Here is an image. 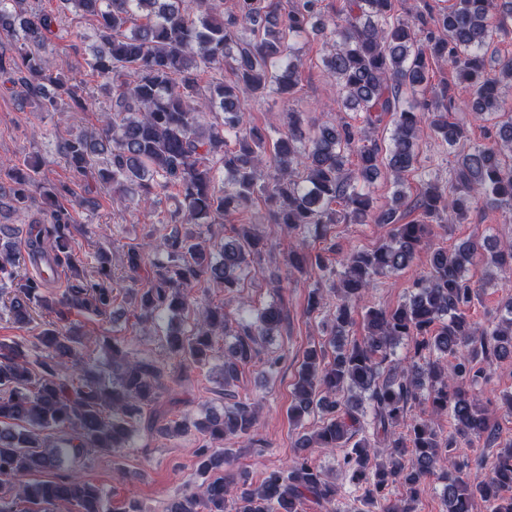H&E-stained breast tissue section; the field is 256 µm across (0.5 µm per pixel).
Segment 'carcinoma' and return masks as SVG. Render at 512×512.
Listing matches in <instances>:
<instances>
[{
    "instance_id": "carcinoma-1",
    "label": "carcinoma",
    "mask_w": 512,
    "mask_h": 512,
    "mask_svg": "<svg viewBox=\"0 0 512 512\" xmlns=\"http://www.w3.org/2000/svg\"><path fill=\"white\" fill-rule=\"evenodd\" d=\"M23 3L0 0V33L15 43L13 54L0 55V74L41 112L88 110L94 102L85 80L53 72L39 51L62 36L58 15ZM421 3L410 21L399 13L400 0H342L331 16L323 0H233L227 11L224 0H59V12L73 9L95 22L86 64L106 98L100 128L60 142L66 164L82 177L104 155L94 175L109 192L137 206L158 204L174 189L180 200L167 225L148 226L129 246L119 278L107 252L97 253L89 272L73 249V212L97 201L47 179L38 161L9 169L0 214L34 209L39 218L28 227L24 253L0 233V314L21 326L37 316L47 321L29 345L0 341V512H112L108 493L83 478L94 458L130 447L136 435L185 432L188 423L167 418L158 403L174 376L209 363L216 341L234 338L224 351V387L255 360L285 307L272 303L232 329L224 306L192 291L232 292L245 283L267 239L247 224L231 225L233 235L222 238L204 236L202 226L242 217L260 202L268 223L298 240L288 268L320 271L336 296L328 347L303 354L289 407L293 421L316 413L320 425L298 433L289 464L249 484L226 480L229 452L213 444L250 435L255 407L234 401L210 412L194 423L203 435L193 450L202 482L171 496L165 512H226L230 501L236 512H302L305 505L416 512L421 485L433 477L443 483L445 512H471L476 498L486 512H512V446L488 463L457 453L462 441L492 437L494 422L473 389L493 361L512 355V298L498 320L474 322L468 310L477 289L466 272L484 249L491 265L511 274L512 243L436 249L405 302L367 305L373 282L407 269L431 226L464 223L480 198L512 214V104L503 93L512 85V57L495 69L485 62L497 31L512 25V0H454L439 12ZM317 33L330 42L323 64L342 105L363 113L361 124L341 118L308 127L302 113L290 112L272 142L248 123L243 99L272 90L293 99V42ZM431 59L448 63L470 96L458 104L448 86L432 85ZM456 110L496 115L486 143L464 149L465 131L450 120ZM390 113L394 127L383 148L370 133ZM425 127L448 145L456 166L445 185L420 176L417 217L397 224L395 206L406 196L407 176L419 170ZM383 168L396 190L393 206L378 211L366 187ZM370 223L392 225L388 237L345 255L341 271L329 268L336 253L330 226ZM309 237L321 250L306 248ZM43 259L65 274L58 293L38 269ZM29 264L32 273L23 270ZM119 297L139 328L161 332L175 363L134 358L128 345L106 336L112 374L84 359L90 337L70 315L114 319ZM358 313L365 335L350 340ZM405 340L413 356L392 360ZM424 390L426 409L414 414ZM448 412L454 424L444 436L434 417ZM321 448L342 451L340 465L357 490L352 507L340 506L341 489L313 462Z\"/></svg>"
}]
</instances>
